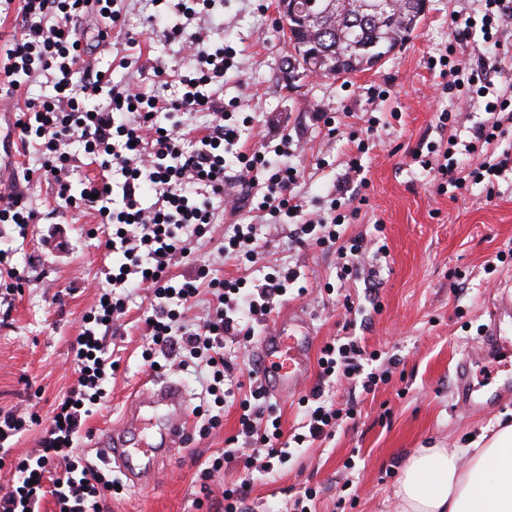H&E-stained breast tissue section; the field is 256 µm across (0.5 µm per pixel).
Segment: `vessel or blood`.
I'll return each instance as SVG.
<instances>
[{
	"label": "vessel or blood",
	"mask_w": 512,
	"mask_h": 512,
	"mask_svg": "<svg viewBox=\"0 0 512 512\" xmlns=\"http://www.w3.org/2000/svg\"><path fill=\"white\" fill-rule=\"evenodd\" d=\"M490 335L500 333L505 319H512V297L501 296L489 309ZM303 316L290 318L265 332L260 346L253 352V368L268 393L280 394L295 391L309 377V341L312 333ZM152 410L161 413L163 431L158 443L136 447L133 439L143 425L142 414ZM187 400L183 388L160 379L140 386L126 407L119 427L105 433L94 442L104 448L107 457L132 483L157 478L176 456L186 441L184 419Z\"/></svg>",
	"instance_id": "b4317fda"
}]
</instances>
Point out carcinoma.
<instances>
[{
  "label": "carcinoma",
  "instance_id": "obj_1",
  "mask_svg": "<svg viewBox=\"0 0 512 512\" xmlns=\"http://www.w3.org/2000/svg\"><path fill=\"white\" fill-rule=\"evenodd\" d=\"M413 0L390 5L384 15L368 11L371 0H324L315 13L308 36L301 39L303 51L317 42L328 52L320 58L319 70L327 78L339 71L363 72L374 58L389 55L411 36L409 25L415 13Z\"/></svg>",
  "mask_w": 512,
  "mask_h": 512
}]
</instances>
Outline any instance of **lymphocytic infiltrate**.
Wrapping results in <instances>:
<instances>
[{"instance_id": "lymphocytic-infiltrate-1", "label": "lymphocytic infiltrate", "mask_w": 512, "mask_h": 512, "mask_svg": "<svg viewBox=\"0 0 512 512\" xmlns=\"http://www.w3.org/2000/svg\"><path fill=\"white\" fill-rule=\"evenodd\" d=\"M119 0H21L20 12L25 26L19 37L0 49V78L6 82L0 91V104L13 107L18 91L28 84L46 79L55 94L39 104L21 108L16 121L22 147H37L44 159L42 170L51 177L59 197L74 206L96 211L112 232L104 242L106 251L123 253L125 261L117 272L109 274L101 297L102 305L86 318L87 325L70 344L78 376L66 395L55 404L51 423L42 446L33 456L12 459L6 444L13 437L39 423L37 414L26 416L0 410V457L13 461L17 476L15 487L0 495V512H41L50 502L57 512H105V494L116 487L109 475L87 465L75 454L92 408L105 396L103 383L111 360L106 337L100 332L105 322L117 320L126 312L125 288L144 287L153 294L150 336L154 345L177 355L203 356L213 372L214 383L224 380V339L232 336L251 341L257 324L266 322L275 308V298L287 294L300 273L282 268L266 274L252 292L241 294L238 281L200 278L189 275L174 281L170 267L177 258L187 256L184 233H207L215 217L211 197L224 194L226 151L240 139L239 128L227 121L224 103L214 85L223 83L230 67L223 50L207 52L199 32H187L173 25L166 37L181 41L198 61L194 74L179 79L180 91L170 99L133 91L112 82L111 70H99L87 63L88 54L79 32L85 14L103 18L98 43L125 50L136 40L122 23ZM512 18V0H485L481 20L460 13L451 24L456 41L468 40L474 30L484 38ZM493 66L466 67L454 64L441 69L444 90L457 97L473 95L485 98V117L475 127L470 141L459 142L456 113L440 115L441 125L449 129L448 148L442 154L436 174L457 190L467 189L470 181L495 182L512 166V152L491 155L490 145L497 143L512 125V83L493 80ZM206 112L212 117L205 134L196 138L192 149H185L179 125L160 129L156 117L161 112ZM79 142L93 158L99 159L98 178L74 188L70 181L67 152L69 144ZM480 156L481 162L470 172L459 170L454 159L457 148ZM298 179L296 167L281 164L271 174L270 186L261 208L271 218L282 221L299 216L301 205L291 194ZM155 194L151 206H143L145 191ZM358 208L349 214L358 215ZM346 214V215H349ZM346 215L331 220L305 221L300 236L326 251H336L343 264L341 277L352 275L365 250L363 237L342 241L338 231ZM210 295L213 310L197 329L173 334L175 323L185 319L200 295ZM247 304L250 323L239 316L240 304ZM365 352L355 341L329 342L320 350L318 365L322 383L330 378L360 382L363 392H374L385 374L365 371ZM249 396L242 399L238 434L252 452L284 463L289 451L281 447L280 429H262L258 400L266 391L256 375H249ZM316 386L310 398L313 408L307 422L308 432L295 435V442L331 437L340 418L337 410L326 406L324 388Z\"/></svg>"}]
</instances>
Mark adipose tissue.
I'll list each match as a JSON object with an SVG mask.
<instances>
[{"mask_svg": "<svg viewBox=\"0 0 512 512\" xmlns=\"http://www.w3.org/2000/svg\"><path fill=\"white\" fill-rule=\"evenodd\" d=\"M395 495L399 512H512V422L473 448L408 456Z\"/></svg>", "mask_w": 512, "mask_h": 512, "instance_id": "obj_1", "label": "adipose tissue"}]
</instances>
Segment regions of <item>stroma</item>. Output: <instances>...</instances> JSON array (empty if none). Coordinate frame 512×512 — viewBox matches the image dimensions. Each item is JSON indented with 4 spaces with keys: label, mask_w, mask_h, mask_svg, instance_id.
<instances>
[{
    "label": "stroma",
    "mask_w": 512,
    "mask_h": 512,
    "mask_svg": "<svg viewBox=\"0 0 512 512\" xmlns=\"http://www.w3.org/2000/svg\"><path fill=\"white\" fill-rule=\"evenodd\" d=\"M122 7L125 28L139 42L128 53L130 66H114L115 52L104 47L94 52L95 61L111 68L114 83L172 97L179 77L197 68L196 58L152 29L148 0H123ZM484 9L483 0H428L423 20L402 47L375 69L336 79L290 70L276 0H218L213 21L192 22L191 31H203L210 49L233 54L218 94L240 126L238 150H259L272 160L287 145L288 162L299 172L294 193L303 218L333 217L336 188L350 158L360 156L368 183L359 190V215L342 230L345 238L360 235L368 245L357 279L341 281L335 252L294 243L293 224L275 223L248 204L232 213L228 200L216 197L211 237L189 238L191 254L177 273L200 267L221 279L253 280L269 266L299 267L307 294H289L271 322L286 321L292 311L303 314L312 328L314 358L326 341L354 336L366 352L377 353L376 366L388 376L368 395L344 379L326 388L327 403L343 413L334 437L291 445L284 464L256 456L223 466L210 482L212 501H221L225 486L244 482L245 512H295L296 498L308 489L316 493L311 512H397L393 491L409 454L467 447L469 437L512 419V395L493 408L472 409L460 400L455 381L456 366L469 353L484 360L473 370L474 383L494 389L512 378V355L487 358L484 336L488 304L501 283L512 281V258L495 259L512 249V170L498 178L494 199L480 185L453 199L411 157L423 142L439 150L448 146L438 118L459 104L441 93L434 64L452 38L451 15L478 18ZM457 55L473 63L498 62L501 79H512V19L497 42L477 36L458 45ZM361 140L368 146L363 154L357 151ZM20 189L40 219L0 223V270L23 277L18 292L0 289V312L10 313L0 324V408L44 416L75 380L70 343L97 304L103 269L112 259L100 245L97 214L66 205L44 181L24 182ZM378 220L384 225L379 232ZM236 224L254 225L255 261L217 259L216 240ZM381 243L387 246L382 254ZM490 261L495 270L488 273ZM150 301L147 291H130L127 313L112 328L108 342L118 368L77 452L118 481L119 492L106 498L109 512H196L198 463L236 434L240 410L233 402L215 405L196 360L178 367L154 348L144 324ZM150 378L185 387L189 441L166 473L134 485L91 445L96 434L119 425L131 394ZM317 382L313 376L297 392L267 396L264 424L276 420L283 433L293 432ZM216 414L221 427L199 435Z\"/></svg>",
    "instance_id": "35a3bbf8"
}]
</instances>
